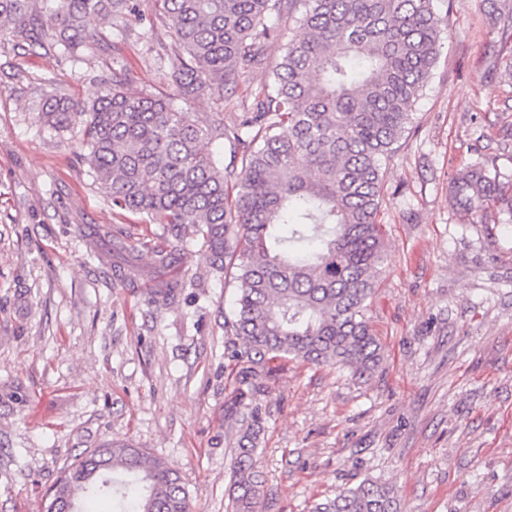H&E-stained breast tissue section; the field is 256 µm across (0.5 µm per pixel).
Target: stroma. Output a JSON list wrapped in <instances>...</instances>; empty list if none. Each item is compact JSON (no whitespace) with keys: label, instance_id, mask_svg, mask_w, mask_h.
Instances as JSON below:
<instances>
[{"label":"stroma","instance_id":"35a3bbf8","mask_svg":"<svg viewBox=\"0 0 512 512\" xmlns=\"http://www.w3.org/2000/svg\"><path fill=\"white\" fill-rule=\"evenodd\" d=\"M434 8L448 18L440 55L384 175L388 253L368 312L384 359L362 383L281 363L260 396L257 512H310L366 478L399 485L402 512H512V216L466 215L450 196L469 165L512 179V37L495 21L512 0ZM140 10L79 65L0 34V512H42L62 469L112 438L177 470L189 512H227L235 290L195 244L171 270L184 294L150 304L141 243L157 225L113 209L73 135L32 112L55 92L92 100L116 60L130 90L171 93L184 52L155 0ZM263 79L223 100L202 88L190 109L237 112Z\"/></svg>","mask_w":512,"mask_h":512}]
</instances>
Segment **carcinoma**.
Masks as SVG:
<instances>
[{
  "mask_svg": "<svg viewBox=\"0 0 512 512\" xmlns=\"http://www.w3.org/2000/svg\"><path fill=\"white\" fill-rule=\"evenodd\" d=\"M186 58L169 95L129 91L120 64L89 105L52 96L39 128L77 133L112 206L162 229L148 246L164 274L196 242L210 271L237 288L224 335L240 363L226 412L237 425L231 512H255L262 481L255 451L263 432L258 396L277 359H298L370 377L383 347L367 311L386 258L378 215L383 167L412 122L441 48L434 0H156ZM135 12L134 0H0V32L74 62L103 42L101 28ZM286 18L302 30L288 41L253 100L231 125L204 121L187 106L202 87H237L265 64V43ZM216 142L205 152L203 142ZM462 211L494 206L512 216V184L473 165L450 188ZM177 278L146 289L169 306ZM43 512L71 497L74 512H188L180 474L123 439L77 455ZM311 512H400L396 486L365 479Z\"/></svg>",
  "mask_w": 512,
  "mask_h": 512,
  "instance_id": "cac0c4a2",
  "label": "carcinoma"
}]
</instances>
